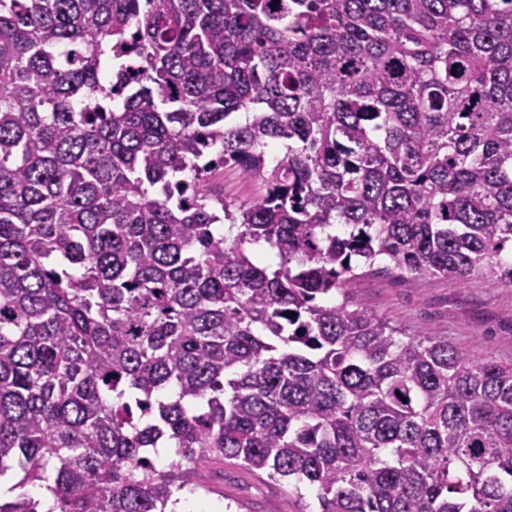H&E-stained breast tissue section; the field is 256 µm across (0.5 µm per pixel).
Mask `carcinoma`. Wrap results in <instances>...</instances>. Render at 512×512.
<instances>
[{
	"mask_svg": "<svg viewBox=\"0 0 512 512\" xmlns=\"http://www.w3.org/2000/svg\"><path fill=\"white\" fill-rule=\"evenodd\" d=\"M509 242L512 0H0V512H512V364L348 292ZM215 185L221 188L224 185V198L244 201L255 196L259 191V185L244 178L240 172L233 167H225L224 175L218 176ZM196 480L204 487L196 494L177 493L181 502L189 503L194 499H203L215 506L217 512H227L226 504H232L231 512H317L319 510L315 491L302 488L303 503L309 504L301 511V502L288 480L272 479L266 471H252L234 459H213L199 467ZM234 502H239L241 510L236 511ZM207 503L192 504L191 512H212Z\"/></svg>",
	"mask_w": 512,
	"mask_h": 512,
	"instance_id": "cac0c4a2",
	"label": "carcinoma"
}]
</instances>
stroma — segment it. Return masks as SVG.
I'll return each mask as SVG.
<instances>
[{
    "label": "stroma",
    "mask_w": 512,
    "mask_h": 512,
    "mask_svg": "<svg viewBox=\"0 0 512 512\" xmlns=\"http://www.w3.org/2000/svg\"><path fill=\"white\" fill-rule=\"evenodd\" d=\"M355 298L406 335L445 337L474 359L512 362V286L477 277L464 285L440 279L367 276L352 286ZM197 497L223 512L240 503V512H318L312 489L295 494L290 482L246 469L233 459H214L199 467Z\"/></svg>",
    "instance_id": "stroma-1"
}]
</instances>
